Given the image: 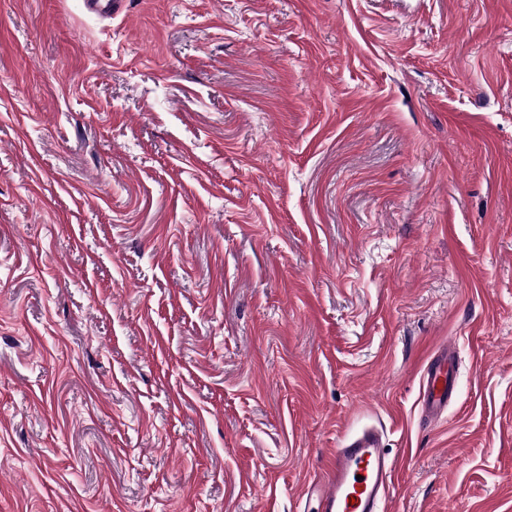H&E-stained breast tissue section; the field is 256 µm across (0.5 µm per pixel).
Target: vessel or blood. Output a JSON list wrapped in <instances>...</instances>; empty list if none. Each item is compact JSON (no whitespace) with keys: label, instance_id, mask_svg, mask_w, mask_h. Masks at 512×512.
<instances>
[{"label":"vessel or blood","instance_id":"vessel-or-blood-1","mask_svg":"<svg viewBox=\"0 0 512 512\" xmlns=\"http://www.w3.org/2000/svg\"><path fill=\"white\" fill-rule=\"evenodd\" d=\"M454 349L435 354L422 376L423 402L429 416H440L454 393ZM395 470L380 433L363 429L337 449L323 479L309 484L321 512H379Z\"/></svg>","mask_w":512,"mask_h":512}]
</instances>
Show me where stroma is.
<instances>
[{
    "label": "stroma",
    "instance_id": "stroma-1",
    "mask_svg": "<svg viewBox=\"0 0 512 512\" xmlns=\"http://www.w3.org/2000/svg\"><path fill=\"white\" fill-rule=\"evenodd\" d=\"M367 426L512 512V0H0V512H318ZM455 351L451 345L435 354L427 363L422 376L423 402L430 417L440 416L454 393L453 362Z\"/></svg>",
    "mask_w": 512,
    "mask_h": 512
}]
</instances>
